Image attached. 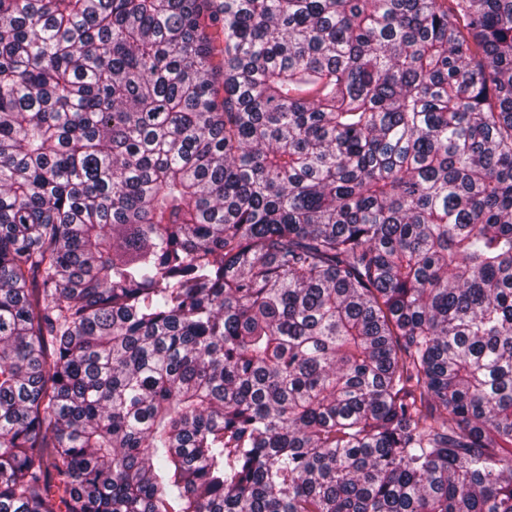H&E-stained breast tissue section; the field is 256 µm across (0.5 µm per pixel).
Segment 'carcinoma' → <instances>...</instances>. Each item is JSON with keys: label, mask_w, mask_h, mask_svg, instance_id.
I'll return each instance as SVG.
<instances>
[{"label": "carcinoma", "mask_w": 512, "mask_h": 512, "mask_svg": "<svg viewBox=\"0 0 512 512\" xmlns=\"http://www.w3.org/2000/svg\"><path fill=\"white\" fill-rule=\"evenodd\" d=\"M0 512H512V0H0Z\"/></svg>", "instance_id": "cac0c4a2"}]
</instances>
